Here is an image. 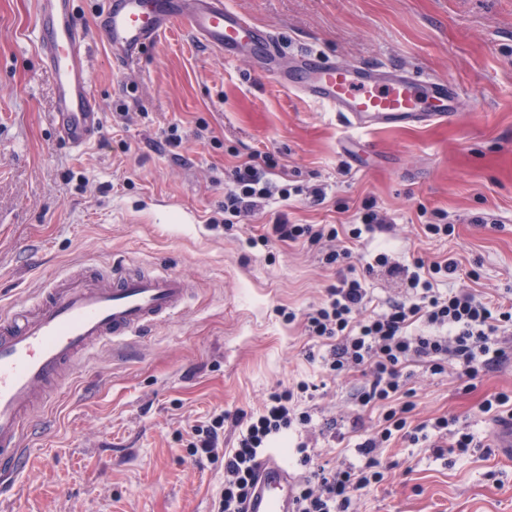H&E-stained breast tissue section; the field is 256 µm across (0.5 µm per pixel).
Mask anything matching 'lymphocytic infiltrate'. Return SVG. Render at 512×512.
Masks as SVG:
<instances>
[{"instance_id": "lymphocytic-infiltrate-1", "label": "lymphocytic infiltrate", "mask_w": 512, "mask_h": 512, "mask_svg": "<svg viewBox=\"0 0 512 512\" xmlns=\"http://www.w3.org/2000/svg\"><path fill=\"white\" fill-rule=\"evenodd\" d=\"M267 167V158L254 155L231 170L224 191L225 229L274 202L290 199V188L272 182ZM386 224L385 217L369 206L358 223L345 231L334 224H292L279 216L268 233L257 239L264 246L273 238L307 243L316 249L321 264L335 268L337 279L307 314L306 331L332 342L321 358L326 375L341 378L361 373L364 381L354 393L355 401L363 408L382 409L378 430L358 445L364 459L361 465L319 464L306 443L296 444V462L306 475L296 486L294 512H350L362 491L384 480L380 457L392 441L425 444L447 433L452 421L445 417L410 424L409 366L422 363L431 373L440 374L453 364L460 379L469 382L512 357V350L503 344L504 337L512 335L511 301H483L467 291L443 293L438 289L441 279L456 273L457 261L447 258L428 264L416 257L402 265L383 250L363 267L351 265L352 243L385 230ZM378 267L400 277L405 295L371 313L365 279ZM308 390V384L301 382L294 388L271 391L257 412L237 417L240 432L228 449L221 446L224 413L192 426L191 455L224 456V486L216 512H246L269 448L287 441L290 432L310 428L312 416L299 404L300 394Z\"/></svg>"}]
</instances>
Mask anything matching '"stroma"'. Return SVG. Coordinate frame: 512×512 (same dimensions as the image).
Returning <instances> with one entry per match:
<instances>
[{"instance_id":"1","label":"stroma","mask_w":512,"mask_h":512,"mask_svg":"<svg viewBox=\"0 0 512 512\" xmlns=\"http://www.w3.org/2000/svg\"><path fill=\"white\" fill-rule=\"evenodd\" d=\"M229 3L275 32L285 54L388 62L444 80L458 112L446 123L355 129L177 26L122 65L98 33V0H76L103 112L101 136L76 153L52 123L36 0H0V307L35 301L53 273L96 275L116 263L163 266L192 286L178 317L126 355L105 347L78 360L49 406L32 413L47 430L22 475L0 484V512H213L224 462L195 461L183 431L222 411L232 445L234 418L301 380L318 386L308 404L314 429L289 445L307 442L321 463H359L356 446L379 412L351 399L361 374L325 379L318 357L327 345L304 328L336 274L300 243L251 246L277 215L348 225L373 202L388 229L358 253L386 246L403 264L452 257L459 270L443 288L512 300V0ZM173 130L180 146L167 141ZM257 152L276 160L274 181L302 192L225 231L224 171ZM315 186L324 201L309 195ZM443 220L452 236L425 235ZM412 371L414 422L455 418L481 445L439 459L393 441L386 479L354 512H512V458L495 448L496 424L479 411L487 394L512 392V362L468 385L452 365Z\"/></svg>"}]
</instances>
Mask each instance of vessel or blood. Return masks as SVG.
I'll return each instance as SVG.
<instances>
[{
    "instance_id": "1",
    "label": "vessel or blood",
    "mask_w": 512,
    "mask_h": 512,
    "mask_svg": "<svg viewBox=\"0 0 512 512\" xmlns=\"http://www.w3.org/2000/svg\"><path fill=\"white\" fill-rule=\"evenodd\" d=\"M75 0H37V47L54 86L58 137L80 150L103 129L89 77L90 40L78 24ZM115 62L141 54L178 25L225 59L250 57L279 86L340 112L357 128L453 119L457 98L445 81L417 79L387 63L342 65L300 51L282 64L278 37L249 22L228 0H106L97 17ZM188 284L167 269L131 273L113 268L110 279L58 273L38 301L0 314V474L27 462L30 413L46 406L74 361L96 349L142 339L164 319L178 316ZM295 484L278 457L266 458L248 512H293Z\"/></svg>"
}]
</instances>
